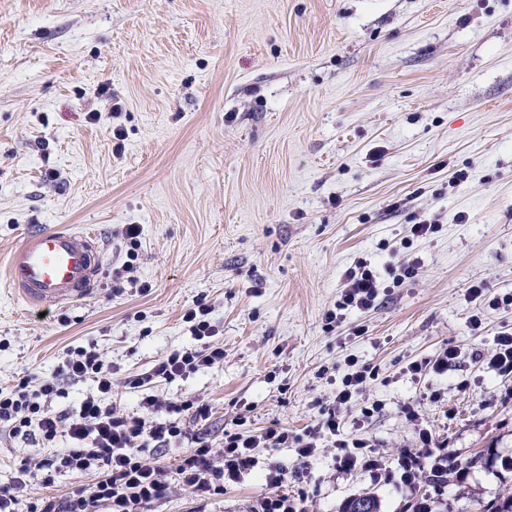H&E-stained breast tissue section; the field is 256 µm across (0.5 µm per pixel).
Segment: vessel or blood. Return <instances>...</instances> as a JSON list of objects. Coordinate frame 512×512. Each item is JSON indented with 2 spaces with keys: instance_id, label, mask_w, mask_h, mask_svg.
Wrapping results in <instances>:
<instances>
[{
  "instance_id": "obj_1",
  "label": "vessel or blood",
  "mask_w": 512,
  "mask_h": 512,
  "mask_svg": "<svg viewBox=\"0 0 512 512\" xmlns=\"http://www.w3.org/2000/svg\"><path fill=\"white\" fill-rule=\"evenodd\" d=\"M100 266V251L92 235L49 227L24 238L9 262L7 277L25 301L49 307L89 293Z\"/></svg>"
}]
</instances>
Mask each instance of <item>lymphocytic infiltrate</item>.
I'll return each mask as SVG.
<instances>
[{
  "label": "lymphocytic infiltrate",
  "mask_w": 512,
  "mask_h": 512,
  "mask_svg": "<svg viewBox=\"0 0 512 512\" xmlns=\"http://www.w3.org/2000/svg\"><path fill=\"white\" fill-rule=\"evenodd\" d=\"M346 280L336 310L325 315L327 327H335L339 310H369L378 300L380 284L368 265L348 270ZM183 319L197 341L196 347L171 351L157 360L146 376L129 380V388L139 389L154 380L184 379L223 364L224 346L217 341L220 328L211 320L208 305L196 302ZM116 372V367L96 349L70 348L54 373L41 378L36 389H29L22 382L9 392H0V426L8 427L13 435L46 446L61 436L70 442L65 452L46 456L34 467H20L17 476L0 485V512H17L27 479L34 474L47 484L62 472L83 475L92 471L96 480L92 486L75 487L67 496L42 499L30 505L28 512H139L143 505L166 497L173 484L188 487L196 496L205 498L240 483L259 466L265 470L269 491L256 500L252 512H306L303 497L282 490L288 481L287 463L275 457L259 462L255 451L291 445L298 457L306 459L315 455L318 439L325 434L337 439L341 450L336 458L339 468H380L378 460L361 454V441L341 439L340 423L332 411L302 435L289 433L284 427H271L257 434L225 432L224 448L218 454L222 462L214 464L217 454L203 438H190L184 427L185 417L208 419L207 403L194 397L168 401L145 395L140 406L147 415L165 416L164 421L146 424L144 418L123 414L113 407L112 377ZM81 379L93 381L95 393L70 410L55 412L48 408V401L62 396L64 383ZM418 443L420 452L404 453L397 460L401 482L412 487L423 477L432 487L446 485L447 454L435 453L436 442L429 430H420ZM173 448L179 449L180 454L174 469L167 474L153 457Z\"/></svg>",
  "instance_id": "1"
}]
</instances>
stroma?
Listing matches in <instances>:
<instances>
[{"label":"stroma","instance_id":"obj_1","mask_svg":"<svg viewBox=\"0 0 512 512\" xmlns=\"http://www.w3.org/2000/svg\"><path fill=\"white\" fill-rule=\"evenodd\" d=\"M421 220L437 232L412 237ZM57 225L93 234L102 267L90 294L42 312L6 269L27 232ZM361 262L376 306L326 329ZM199 300L223 364L150 388L209 404L191 434L218 451L239 415L300 434L332 409L390 473L341 470L329 437L306 462L277 449L308 512L359 494L412 512L420 491L395 472L422 428L452 457L436 512L512 491V375L482 363L512 329V0H0V390L92 345L118 369L113 406L142 416L124 380L195 347L182 316ZM449 347L446 370L407 373ZM353 359L378 377L334 407ZM66 446L0 429V484ZM265 490L258 468L205 500L172 486L143 512H251Z\"/></svg>","mask_w":512,"mask_h":512}]
</instances>
